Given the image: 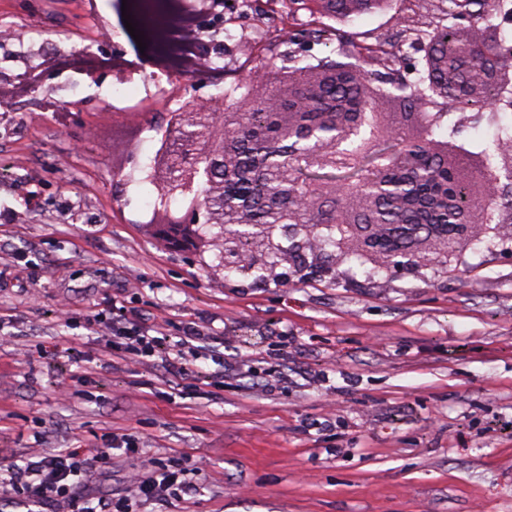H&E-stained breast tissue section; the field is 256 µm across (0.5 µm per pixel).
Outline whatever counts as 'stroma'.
I'll use <instances>...</instances> for the list:
<instances>
[{"instance_id":"1","label":"stroma","mask_w":512,"mask_h":512,"mask_svg":"<svg viewBox=\"0 0 512 512\" xmlns=\"http://www.w3.org/2000/svg\"><path fill=\"white\" fill-rule=\"evenodd\" d=\"M220 82L195 75L177 102L232 101L243 74L353 62L369 74L407 70L414 42L440 20L438 0H392L344 23L310 10L273 24L334 25L342 42L292 52L247 21L196 0ZM419 15L407 29L399 19ZM112 31L86 37L90 25ZM0 83L20 78L31 100L0 111V464L131 433L88 478L123 492L136 459H180L184 498L135 512H512V241L487 236L447 265L390 277L357 256L272 282L220 266L200 228L197 251L161 249L144 221L146 185L172 112L149 92L150 53L127 32L121 0H0ZM78 51L86 67L61 71ZM134 61L117 83L114 57ZM65 113L54 118V105ZM442 139L480 152L512 110L434 107ZM101 321H88L89 311ZM138 316L169 352L192 350L205 371L176 375L160 358L135 363L110 325Z\"/></svg>"}]
</instances>
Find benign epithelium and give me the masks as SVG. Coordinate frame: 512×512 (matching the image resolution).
<instances>
[{"mask_svg": "<svg viewBox=\"0 0 512 512\" xmlns=\"http://www.w3.org/2000/svg\"><path fill=\"white\" fill-rule=\"evenodd\" d=\"M313 7L344 19L380 10L385 0H313ZM473 28H452L455 53L417 105L512 85V48L500 29L472 34ZM326 72L332 79L323 82L318 71L296 69L279 85L253 74L231 112L186 101L165 131L152 180L162 202L178 195L191 199V207L181 214L165 205L159 223L197 229L206 213V223L224 227L214 240L220 266L243 271L268 252L323 266L322 229L337 231L341 255L367 254L392 277L456 255L489 228L512 240L511 224L488 225L491 208L512 195L511 151H498L491 172L457 153L450 158L447 143L425 133L427 113L408 107L403 96L376 92L360 69ZM338 80L358 91L340 111L324 104ZM390 101L402 111H384ZM386 211L397 224L384 221ZM266 213L280 216V224L256 223ZM279 228L290 245L274 241Z\"/></svg>", "mask_w": 512, "mask_h": 512, "instance_id": "obj_1", "label": "benign epithelium"}]
</instances>
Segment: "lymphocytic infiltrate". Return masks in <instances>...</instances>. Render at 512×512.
Listing matches in <instances>:
<instances>
[{"label":"lymphocytic infiltrate","instance_id":"1","mask_svg":"<svg viewBox=\"0 0 512 512\" xmlns=\"http://www.w3.org/2000/svg\"><path fill=\"white\" fill-rule=\"evenodd\" d=\"M112 336L134 357L158 354L160 339L150 327L133 319L113 322ZM132 434H113L111 447L87 444L82 448L66 449L57 454L0 468V489L21 493L25 504L43 508L54 506L55 512H129L133 498L164 501L173 491L184 488L183 470L171 463L157 467L143 460L136 464L130 476V496L116 499H94L81 491L88 469L109 460L111 448L133 447Z\"/></svg>","mask_w":512,"mask_h":512}]
</instances>
